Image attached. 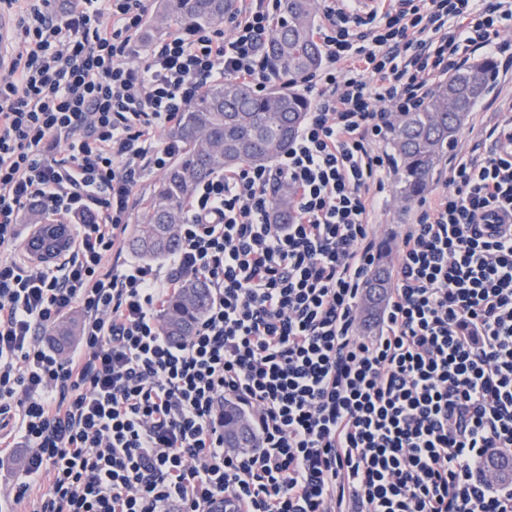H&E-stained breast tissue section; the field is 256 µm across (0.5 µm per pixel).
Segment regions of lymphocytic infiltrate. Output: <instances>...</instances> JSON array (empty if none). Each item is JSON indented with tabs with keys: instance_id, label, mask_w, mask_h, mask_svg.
Masks as SVG:
<instances>
[{
	"instance_id": "obj_1",
	"label": "lymphocytic infiltrate",
	"mask_w": 512,
	"mask_h": 512,
	"mask_svg": "<svg viewBox=\"0 0 512 512\" xmlns=\"http://www.w3.org/2000/svg\"><path fill=\"white\" fill-rule=\"evenodd\" d=\"M282 4L241 0L141 59L144 0H0V452L28 449L13 499L33 512H512L488 472L512 457V117L449 155L372 330L359 316L394 117L477 53L511 76L512 0H320L314 104L278 162L200 183L168 262L121 257L136 185L181 149L164 132L210 84L264 88ZM35 207L71 227L50 262L13 252ZM193 276L212 303L177 342L161 313ZM75 309L63 355L48 333ZM229 399L257 447L226 450Z\"/></svg>"
}]
</instances>
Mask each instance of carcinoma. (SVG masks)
Masks as SVG:
<instances>
[{"mask_svg":"<svg viewBox=\"0 0 512 512\" xmlns=\"http://www.w3.org/2000/svg\"><path fill=\"white\" fill-rule=\"evenodd\" d=\"M230 7L231 0H159L144 38L163 27L190 30L217 24ZM283 10L285 20L275 27L265 51L274 73L290 87L279 85L258 94L247 84L226 80L207 86L192 100L171 131L182 149L135 218L130 246L142 258L157 260L176 250L184 204L200 182L234 165L267 166L291 143L309 109L293 85L318 69L322 52L313 35L316 0H284ZM492 73L493 61L481 59L436 87L422 109L397 117L393 148L405 201L429 189L445 150L457 140L468 112L484 97ZM273 211L277 222L288 221L292 213L288 189L278 192ZM63 239L65 233L60 230L39 232L25 248L28 254L40 256L63 249ZM388 280V266L378 264L362 299L369 315L380 309L381 289ZM208 306L206 282L188 279L166 306V332L181 340L191 335ZM224 440L230 448L256 447L250 427L233 406L224 408Z\"/></svg>","mask_w":512,"mask_h":512,"instance_id":"1","label":"carcinoma"}]
</instances>
